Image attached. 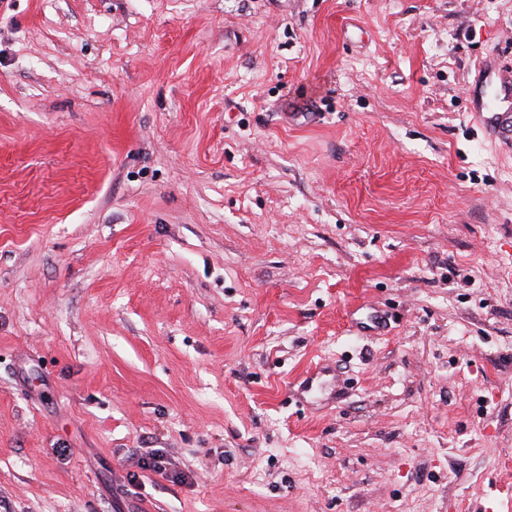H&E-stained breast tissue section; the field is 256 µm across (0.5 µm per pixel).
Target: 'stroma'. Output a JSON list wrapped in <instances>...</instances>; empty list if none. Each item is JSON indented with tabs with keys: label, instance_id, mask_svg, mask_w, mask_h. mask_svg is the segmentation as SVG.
I'll list each match as a JSON object with an SVG mask.
<instances>
[{
	"label": "stroma",
	"instance_id": "stroma-1",
	"mask_svg": "<svg viewBox=\"0 0 512 512\" xmlns=\"http://www.w3.org/2000/svg\"><path fill=\"white\" fill-rule=\"evenodd\" d=\"M489 64L512 0H0V512H512Z\"/></svg>",
	"mask_w": 512,
	"mask_h": 512
}]
</instances>
